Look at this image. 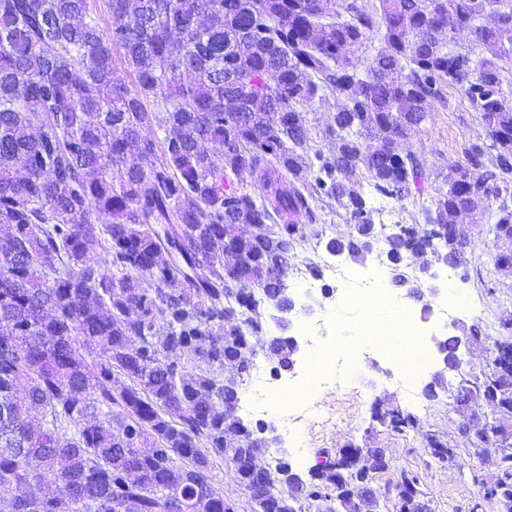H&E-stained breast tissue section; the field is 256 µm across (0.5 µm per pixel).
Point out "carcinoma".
Returning a JSON list of instances; mask_svg holds the SVG:
<instances>
[{
  "instance_id": "carcinoma-1",
  "label": "carcinoma",
  "mask_w": 512,
  "mask_h": 512,
  "mask_svg": "<svg viewBox=\"0 0 512 512\" xmlns=\"http://www.w3.org/2000/svg\"><path fill=\"white\" fill-rule=\"evenodd\" d=\"M0 0V512H226L203 482L224 456L254 449L228 440L243 429L232 408L264 352L260 307L286 295L281 272L297 248L324 240L318 205L348 215L346 255L365 258L379 235L373 209L351 186L405 198L421 189L427 160L398 152L426 132L424 102L464 90L490 147H463L443 178L428 224L474 214L498 267L512 268V99L496 60L507 54L512 6L503 0ZM477 26L485 57L459 59L433 18ZM379 44L358 52L369 35ZM134 88L116 77V60ZM336 99L329 155L310 153L304 104ZM154 158L150 168L143 161ZM480 170L474 174L473 170ZM244 172L254 191L235 183ZM264 227L259 235L241 227ZM393 284L404 254L460 264L468 240L427 247L418 225L386 237ZM108 257L103 266L94 246ZM243 264L225 267L224 250ZM490 344L494 363L448 373L454 401L512 417V319L498 335L470 329L439 349ZM93 354L95 359L87 360ZM402 430L416 417L372 411ZM471 436L511 448L497 474L475 477L512 512V425L472 417ZM438 463L455 449L436 434ZM266 485L245 473L254 512H360L352 488L383 461L361 464L349 447L311 472L304 496H284L279 466Z\"/></svg>"
}]
</instances>
